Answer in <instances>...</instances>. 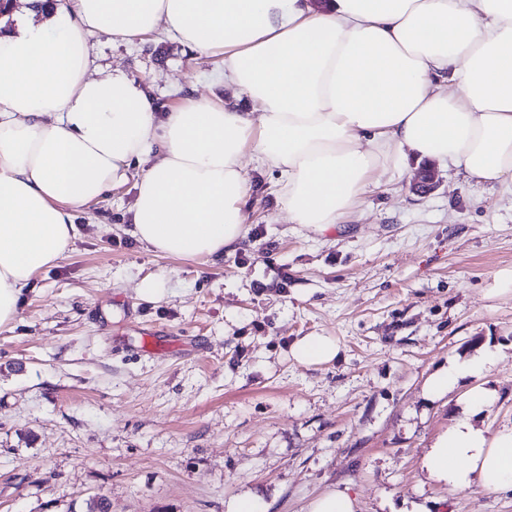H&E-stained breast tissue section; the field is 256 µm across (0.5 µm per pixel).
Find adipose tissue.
I'll return each instance as SVG.
<instances>
[{"mask_svg": "<svg viewBox=\"0 0 512 512\" xmlns=\"http://www.w3.org/2000/svg\"><path fill=\"white\" fill-rule=\"evenodd\" d=\"M44 23L0 33V328L68 250L74 214L141 166L131 233L154 252L219 258L246 237L248 167L276 172L289 223H343L406 153L512 184V0H26ZM163 31L218 57L246 105L191 95L159 111L121 70L90 72L87 34ZM336 337L290 348L305 366L336 360ZM496 354L454 359L430 395L477 385L422 455L456 493L512 490V425H480Z\"/></svg>", "mask_w": 512, "mask_h": 512, "instance_id": "ef3b65f1", "label": "adipose tissue"}]
</instances>
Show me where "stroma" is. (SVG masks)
I'll use <instances>...</instances> for the list:
<instances>
[{"instance_id":"stroma-1","label":"stroma","mask_w":512,"mask_h":512,"mask_svg":"<svg viewBox=\"0 0 512 512\" xmlns=\"http://www.w3.org/2000/svg\"><path fill=\"white\" fill-rule=\"evenodd\" d=\"M87 42L92 70L124 71L160 108L237 94L220 58L177 43ZM420 165L324 234L288 223L275 173L252 172L251 232L208 261L130 234L134 182L77 212L70 251L0 329V512H89L101 497L108 512H227L241 496L307 512L335 486L357 512H512L511 492L451 493L419 465L456 415L457 392L425 390L449 359L496 351L483 422H512V297L488 294L512 270V185L439 163L418 195ZM148 278L162 297L138 295ZM149 331L180 348L148 350ZM309 334L337 337L339 359L295 363Z\"/></svg>"}]
</instances>
